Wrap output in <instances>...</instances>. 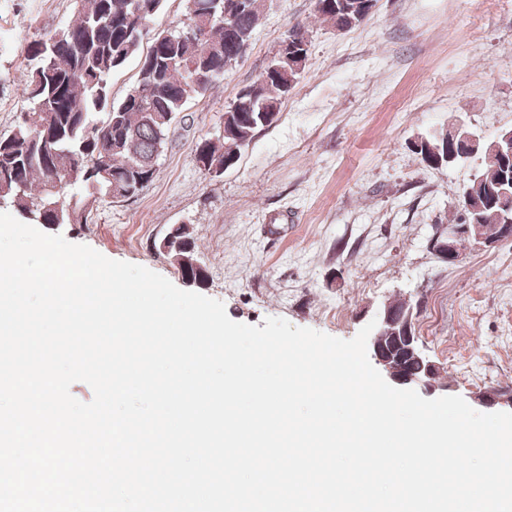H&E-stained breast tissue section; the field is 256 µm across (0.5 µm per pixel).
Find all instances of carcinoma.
Listing matches in <instances>:
<instances>
[{
  "instance_id": "carcinoma-1",
  "label": "carcinoma",
  "mask_w": 512,
  "mask_h": 512,
  "mask_svg": "<svg viewBox=\"0 0 512 512\" xmlns=\"http://www.w3.org/2000/svg\"><path fill=\"white\" fill-rule=\"evenodd\" d=\"M77 17L66 26L28 43L24 94L29 104L13 131L0 137V203L36 224H79L90 197L132 198L155 178L159 156L174 125L193 121L189 105L200 103L238 60L237 39H251L264 0H250V9L224 25L221 7L212 0H187L186 21L203 40L180 39L177 30L158 34L141 52V34L163 7L164 0H75ZM335 0H316V13L335 26L346 23L331 7ZM140 56L136 83L118 102L110 80L125 62ZM288 89L267 73L257 95L242 90L224 112L222 143L203 141L195 155L208 154L223 164L237 159L254 133L276 122ZM435 139L412 151L430 165ZM75 186L69 207H55L60 189ZM512 187V160L484 165L461 193L453 224L464 223L467 198L483 200L484 208L469 223L493 237L500 224H512V210L499 208L502 189ZM169 256L188 281H202L196 263V242L180 228L168 243Z\"/></svg>"
}]
</instances>
